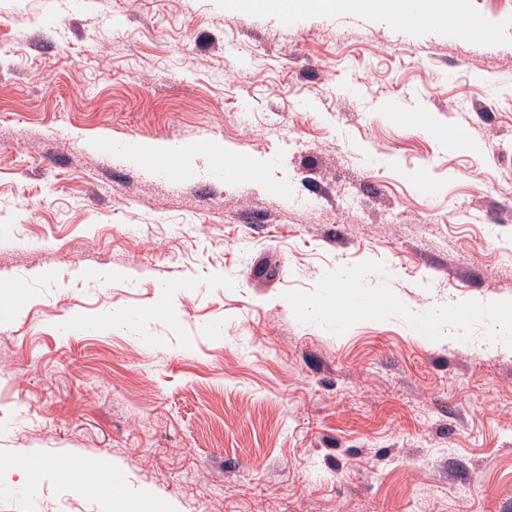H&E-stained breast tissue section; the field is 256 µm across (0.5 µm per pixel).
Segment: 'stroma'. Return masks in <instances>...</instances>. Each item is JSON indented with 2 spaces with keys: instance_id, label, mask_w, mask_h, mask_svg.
<instances>
[{
  "instance_id": "stroma-1",
  "label": "stroma",
  "mask_w": 512,
  "mask_h": 512,
  "mask_svg": "<svg viewBox=\"0 0 512 512\" xmlns=\"http://www.w3.org/2000/svg\"><path fill=\"white\" fill-rule=\"evenodd\" d=\"M459 2L0 0V460L51 466L0 512H113L53 473L99 456L173 512H512V330L412 319L512 299V0ZM200 141L255 175L128 155ZM338 277L400 306L299 310ZM371 2L372 9L393 19L414 14L419 5L418 0H373Z\"/></svg>"
}]
</instances>
